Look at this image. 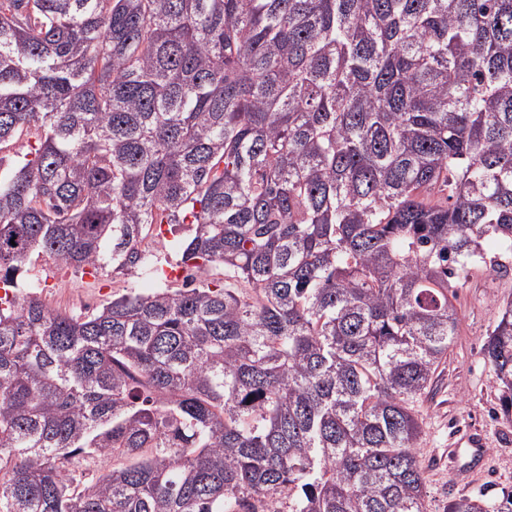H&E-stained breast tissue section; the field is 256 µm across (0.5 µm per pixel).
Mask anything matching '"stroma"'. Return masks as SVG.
Returning a JSON list of instances; mask_svg holds the SVG:
<instances>
[{
    "label": "stroma",
    "instance_id": "35a3bbf8",
    "mask_svg": "<svg viewBox=\"0 0 512 512\" xmlns=\"http://www.w3.org/2000/svg\"><path fill=\"white\" fill-rule=\"evenodd\" d=\"M24 278L39 284L48 305L77 315L99 311L130 290L165 284L145 266L127 275L106 267L91 276L57 266L43 255L32 257ZM509 298L512 273L493 276L482 267L472 269L456 291L453 303L460 316L456 342L416 405L422 420L418 446L427 512H448L463 496L482 498L489 512H495L512 495V420L502 414L500 386L483 353L499 319V304ZM462 427L482 431L488 441L483 467L465 482L456 476L448 446L450 433Z\"/></svg>",
    "mask_w": 512,
    "mask_h": 512
}]
</instances>
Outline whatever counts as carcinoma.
<instances>
[{
    "label": "carcinoma",
    "mask_w": 512,
    "mask_h": 512,
    "mask_svg": "<svg viewBox=\"0 0 512 512\" xmlns=\"http://www.w3.org/2000/svg\"><path fill=\"white\" fill-rule=\"evenodd\" d=\"M164 224L223 286L19 284ZM475 266L512 268V0H0V512H426ZM484 354L509 415L512 299Z\"/></svg>",
    "instance_id": "cac0c4a2"
}]
</instances>
